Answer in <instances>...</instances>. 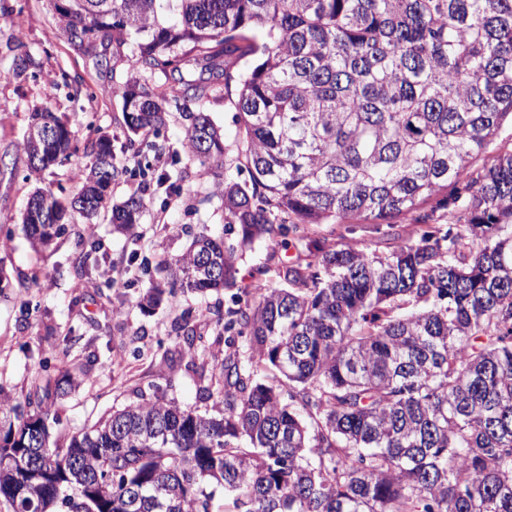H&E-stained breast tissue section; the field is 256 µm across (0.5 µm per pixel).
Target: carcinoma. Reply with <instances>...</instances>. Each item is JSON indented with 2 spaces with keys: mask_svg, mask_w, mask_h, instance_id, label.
Wrapping results in <instances>:
<instances>
[{
  "mask_svg": "<svg viewBox=\"0 0 512 512\" xmlns=\"http://www.w3.org/2000/svg\"><path fill=\"white\" fill-rule=\"evenodd\" d=\"M60 28L79 47L110 44L156 76L200 65L237 84L249 181L224 179V223L241 246L306 224L410 215L416 242L386 252L330 246L282 265L286 287L252 284L253 302L214 321L224 353L200 377L216 413L154 397L60 436L66 369L12 401L0 388V504L7 512H512V149L480 169L512 119V0H68ZM251 58L233 76L224 57ZM209 89L157 93L125 83L135 136L185 114L184 148L203 176L224 163ZM20 148L42 174L71 157L76 131L48 106ZM124 173L111 140L71 172L69 206L38 188L22 215L48 246L67 216L94 217ZM450 190L449 195H438ZM431 212L424 205L431 200ZM143 198L112 210L130 231ZM75 264L106 258L93 230ZM238 251L197 238L161 263L205 294L236 284ZM153 281L141 307L157 306ZM185 349L197 329L178 325ZM45 448L37 464L29 449Z\"/></svg>",
  "mask_w": 512,
  "mask_h": 512,
  "instance_id": "obj_1",
  "label": "carcinoma"
}]
</instances>
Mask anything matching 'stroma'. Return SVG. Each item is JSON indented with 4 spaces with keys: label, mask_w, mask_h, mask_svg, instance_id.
Masks as SVG:
<instances>
[{
    "label": "stroma",
    "mask_w": 512,
    "mask_h": 512,
    "mask_svg": "<svg viewBox=\"0 0 512 512\" xmlns=\"http://www.w3.org/2000/svg\"><path fill=\"white\" fill-rule=\"evenodd\" d=\"M24 52L33 60L27 73L0 82V154L8 153L14 164L13 172L0 174V224L12 229L11 241L0 249V386L19 399L35 380L67 368L83 371L84 383L60 403L57 433L78 431L144 397L163 396L201 411L212 408L196 369L223 356L224 341L213 323L198 321L200 354H189L174 331L187 309L223 311L233 298L250 300V285L261 268L271 271L270 287H281L274 269L314 243L382 252L394 241L420 238L421 225L408 221L392 227L371 221L313 224L300 238L278 244L258 239L244 248L235 291H211L203 298L178 292L155 313H145L139 302L149 272L139 260L153 265L160 256L179 255L202 234L237 240L224 223L222 193L224 178L240 183L248 178L235 162L241 138L236 94L225 90L223 78L191 67L192 78L215 87L204 108L225 147L222 168L201 177L197 164L181 156L186 120L177 110H170L159 132L144 134L135 148L126 149L121 86L127 63L100 47L69 44L48 0H0V72L12 69ZM46 104L74 127L77 150L54 173L36 180L28 175L19 144L32 112ZM103 133L111 137L125 173L112 186L109 208L94 219L106 259L87 279L74 265L82 223L69 225L50 247L35 248L24 235L21 215L36 188L48 186L59 199L70 197L75 190L70 169L89 163L90 146ZM176 153L181 159L175 164ZM137 192L145 199L142 218L133 232L118 231L111 209ZM34 275L39 278L35 284L30 281ZM25 307L30 310L26 316L21 313Z\"/></svg>",
    "instance_id": "stroma-1"
}]
</instances>
